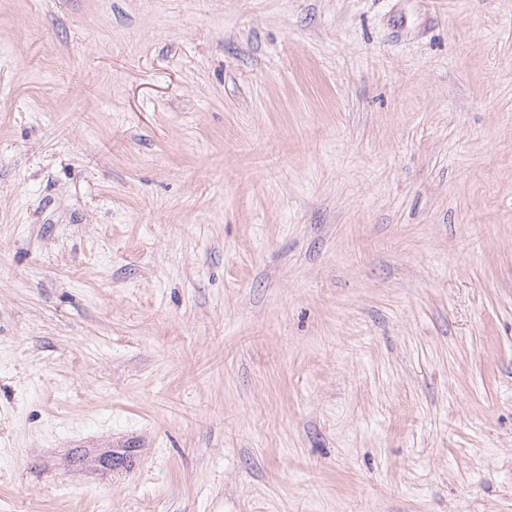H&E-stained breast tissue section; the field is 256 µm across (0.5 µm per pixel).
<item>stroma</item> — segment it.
<instances>
[{
    "instance_id": "stroma-1",
    "label": "stroma",
    "mask_w": 512,
    "mask_h": 512,
    "mask_svg": "<svg viewBox=\"0 0 512 512\" xmlns=\"http://www.w3.org/2000/svg\"><path fill=\"white\" fill-rule=\"evenodd\" d=\"M0 512H512V0H0Z\"/></svg>"
}]
</instances>
